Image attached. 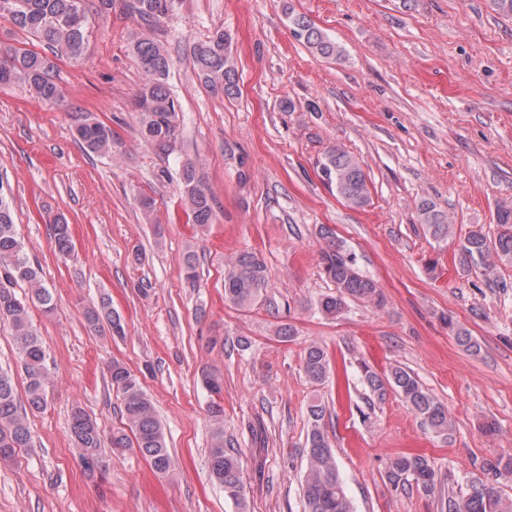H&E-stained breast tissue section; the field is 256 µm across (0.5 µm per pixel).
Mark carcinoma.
<instances>
[{"instance_id":"1","label":"carcinoma","mask_w":512,"mask_h":512,"mask_svg":"<svg viewBox=\"0 0 512 512\" xmlns=\"http://www.w3.org/2000/svg\"><path fill=\"white\" fill-rule=\"evenodd\" d=\"M113 0H97L90 6L87 0H12V9L0 19L46 47L50 54L33 49L0 48V83L19 82L44 102L63 101L55 82L60 61L79 60L87 47L90 24L89 14L103 15L112 11ZM173 0H123V8L143 29L130 44V52L143 74L134 97L138 112V134L148 146L164 148L178 135V103L168 86L171 67L170 54L164 42L157 37L164 19L169 15ZM294 37L314 54L339 60L342 47L335 39L317 27L302 14L290 16ZM194 65L200 80L215 92L233 99L238 94V73L234 65L231 40L224 29L218 28L208 38L194 45ZM75 134L83 148L93 154L110 155L114 143L112 127L85 113L75 125ZM319 177L325 185L348 207L363 209L370 202V189L359 160L340 146L326 150L317 162ZM180 180L184 201L193 223L205 231L214 217L213 197L202 173L199 160L187 157L180 165ZM420 222L436 239L452 234L454 224L448 216L436 209L434 203L424 200L418 206ZM495 221L499 227L496 237L475 225L461 241L456 255L459 269L470 272L480 268L491 272L498 260L512 261V202L502 201L495 208ZM56 248L62 254L71 251L69 225L58 220L52 224ZM322 235L328 239L322 251L324 274L336 285V294L319 302L322 314L334 317L348 301L383 304L377 283L363 275L355 258L346 252L332 233L326 229ZM28 289V297H20L14 290L17 283ZM268 287V269L263 258L255 252L239 253L225 262L224 300L243 309L258 303ZM36 303L43 311H54L53 295L40 277L39 265L28 254L18 235L12 209L0 194V320L11 326L12 341L21 359L26 379L25 393L29 409L39 411L46 406V390L50 380L46 366L43 342L34 331L30 320V304ZM87 328L98 333L125 336V326L112 311L109 301L85 311ZM330 361L318 345L310 346L305 354L303 369L312 382L326 379ZM111 385L122 400V413L128 431L112 433L114 448H135L153 469L162 475L169 473L175 460L168 448L164 428L156 416L154 405L139 379L118 361L109 367ZM202 387L212 395H221L224 376L214 368L203 367L199 374ZM366 380L377 399H384L388 390L396 391L404 402L439 433H449L453 422L448 409L406 369L395 366L381 378L366 372ZM326 405L317 401L309 406L311 430L307 440V469L302 481L303 512H355L347 488L340 475L336 455L324 430ZM210 469L213 479L224 489V498L231 500L238 512H246L247 502L238 453L224 444V411L212 405ZM72 439L82 465L88 471L103 463L101 432L83 408L75 405L69 415ZM31 442L27 412L20 409L18 393L12 379L0 372V460H7L19 448ZM492 474L489 480L478 479L468 491L448 496L447 512H512V497L504 496L494 479L512 474V454H501L487 464ZM385 481L394 492L409 486L427 495L439 491L440 481L433 464L422 455H403L393 459L385 471Z\"/></svg>"}]
</instances>
